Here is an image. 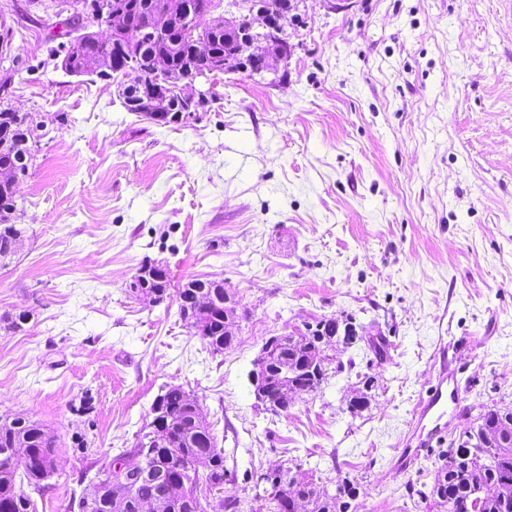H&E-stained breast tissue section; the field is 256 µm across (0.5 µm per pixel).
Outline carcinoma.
Listing matches in <instances>:
<instances>
[{"mask_svg": "<svg viewBox=\"0 0 512 512\" xmlns=\"http://www.w3.org/2000/svg\"><path fill=\"white\" fill-rule=\"evenodd\" d=\"M85 25V18L74 14L65 19V29L50 33V39L68 38L78 35ZM207 41L199 47L190 42L178 40L169 35L152 39L140 50L137 63L143 84H148L154 69L162 66L180 71L188 78H200L224 68L226 35L224 24L215 20L205 31ZM117 58L112 44H98L90 47L83 57L72 61V69L80 75H95L96 56ZM33 116L29 112H14L0 106V132L13 135L11 145L0 151V165H7L20 175H25L33 157L32 138ZM17 211V201L11 182L0 181V261L16 251L17 238L25 228L12 224ZM203 292L209 295L204 308L197 307L195 296ZM179 312L186 318L192 334L206 343L214 354L224 353L231 346V339L224 336V286L223 281L193 278L179 291ZM268 356L272 366L269 381L273 386L280 384L278 366L288 364L302 370L300 386L305 392L316 391L327 376L330 355L322 354L326 365L317 372L305 371L310 353L293 335L270 338ZM198 407L196 396L181 385H171L159 394L151 410L161 412L164 424L157 431L155 421H150L136 436L133 447L123 453L144 454L149 467L163 469L172 482V491L167 493L161 484L142 480L137 472L124 476L107 467L108 457L90 462L86 471H95L103 497L119 495L132 500L150 501L167 496L170 512H198L200 491L224 492V481L229 473L226 468L224 449L217 447L215 436L206 426L194 424V408ZM483 423L478 429L487 427L498 432L490 446L475 445L465 440L448 454L437 469L426 498L449 503L453 512H504L502 497L512 499V412L507 414L498 408H489L480 415ZM160 433L163 446L141 448L139 443L150 435ZM26 447L31 453L30 463L19 465L12 462L14 449ZM56 455V441L48 435L37 421L23 420L19 416L0 417V512H36L32 494L43 496L48 485L44 484L42 463L49 462ZM252 501L260 504L262 512L269 506L271 512H284L283 499L289 495L298 498L308 507V512H352V503L360 495V487L353 481L337 479L334 492L326 485L318 484L304 475L298 479L289 469H278L261 473L253 480Z\"/></svg>", "mask_w": 512, "mask_h": 512, "instance_id": "cac0c4a2", "label": "carcinoma"}]
</instances>
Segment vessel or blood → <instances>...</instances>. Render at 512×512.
Instances as JSON below:
<instances>
[{
    "label": "vessel or blood",
    "instance_id": "1",
    "mask_svg": "<svg viewBox=\"0 0 512 512\" xmlns=\"http://www.w3.org/2000/svg\"><path fill=\"white\" fill-rule=\"evenodd\" d=\"M452 376L448 370H440L434 382L426 389L417 403L414 418L415 431L408 438L402 452L405 464H413L428 457L434 444L443 438L448 418L449 405L460 402L459 390L451 383Z\"/></svg>",
    "mask_w": 512,
    "mask_h": 512
}]
</instances>
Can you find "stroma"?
<instances>
[{"label": "stroma", "mask_w": 512, "mask_h": 512, "mask_svg": "<svg viewBox=\"0 0 512 512\" xmlns=\"http://www.w3.org/2000/svg\"><path fill=\"white\" fill-rule=\"evenodd\" d=\"M73 0H0L12 31L0 101L34 117L20 184L26 239L0 265V416L56 442L37 512H68L93 459L132 447L162 386L197 396L234 457L225 495L277 468L356 481V512H448L423 499L451 442L512 408V18L502 0H299L286 70L218 73L194 121L125 111L113 81L54 66L49 38ZM167 265L158 304L129 284ZM190 278L239 303L213 355L179 314ZM352 321L315 392L287 414L258 404L269 338ZM461 402L444 443L397 456L445 347ZM367 392L352 412L347 403Z\"/></svg>", "instance_id": "stroma-1"}]
</instances>
